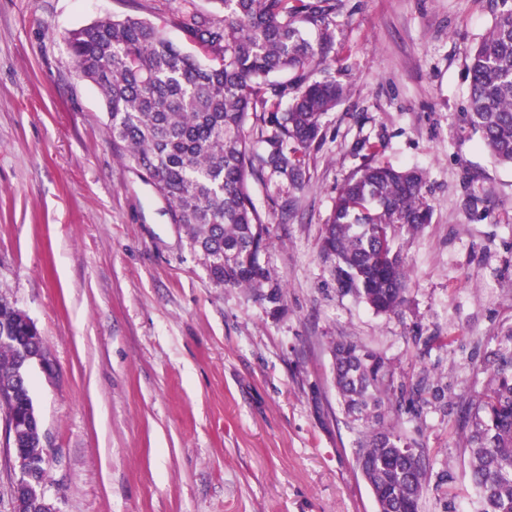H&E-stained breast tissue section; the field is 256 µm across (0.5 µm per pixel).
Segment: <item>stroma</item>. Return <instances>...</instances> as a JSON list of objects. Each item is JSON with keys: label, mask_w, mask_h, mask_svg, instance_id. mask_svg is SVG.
Instances as JSON below:
<instances>
[{"label": "stroma", "mask_w": 512, "mask_h": 512, "mask_svg": "<svg viewBox=\"0 0 512 512\" xmlns=\"http://www.w3.org/2000/svg\"><path fill=\"white\" fill-rule=\"evenodd\" d=\"M178 0H0V295L35 323L53 364L32 367L46 494L57 512H376L357 470L332 347L385 357L396 382L447 389L399 422L425 450L423 512H470L456 424L477 339L512 324V167L469 128L466 51L512 0H336L329 53L344 100L323 119L301 189L262 260L278 312L211 284L166 204L114 149L98 89L64 42L103 16L182 34ZM427 177L431 224L406 246L407 304L375 313L341 294L319 249L360 146ZM445 344L424 346L425 337Z\"/></svg>", "instance_id": "35a3bbf8"}]
</instances>
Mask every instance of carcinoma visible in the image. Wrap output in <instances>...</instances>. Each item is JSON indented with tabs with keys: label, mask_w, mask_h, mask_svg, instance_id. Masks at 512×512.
<instances>
[{
	"label": "carcinoma",
	"mask_w": 512,
	"mask_h": 512,
	"mask_svg": "<svg viewBox=\"0 0 512 512\" xmlns=\"http://www.w3.org/2000/svg\"><path fill=\"white\" fill-rule=\"evenodd\" d=\"M200 10L180 0L173 24L185 46L165 29L127 16L105 17L70 31L65 41L78 75L103 96L112 145L123 149L137 175L166 202L171 223L217 288H249L277 311L284 294L260 255L271 243V222L250 194L263 173L292 189L302 185L306 158L322 138V117L345 97L336 77L312 80L306 70L327 67L325 46L336 26V0H212ZM322 31L314 46L306 30ZM292 72L286 82L272 80ZM466 121L500 165L512 167V10L468 53ZM259 129L263 151L254 148ZM424 175L376 159V152L344 183L320 236L337 288L378 314L406 302L405 243L432 220ZM25 313L0 296V394H30L22 374L31 354L44 350ZM334 383L346 417L366 431L355 462L377 512H422L427 468L417 441L400 432L391 414L406 401L423 413L428 378L395 383L386 359L362 342L333 349ZM487 379L469 395L457 420L469 454L475 512H512V326L485 346Z\"/></svg>",
	"instance_id": "carcinoma-1"
}]
</instances>
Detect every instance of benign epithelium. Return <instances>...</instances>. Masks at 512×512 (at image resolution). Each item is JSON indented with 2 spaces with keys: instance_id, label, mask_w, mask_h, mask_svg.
<instances>
[{
  "instance_id": "benign-epithelium-1",
  "label": "benign epithelium",
  "mask_w": 512,
  "mask_h": 512,
  "mask_svg": "<svg viewBox=\"0 0 512 512\" xmlns=\"http://www.w3.org/2000/svg\"><path fill=\"white\" fill-rule=\"evenodd\" d=\"M5 420L15 473V478L10 486L12 512H21L27 506L38 510V512H57L46 496L45 486L38 484L35 479L37 464L17 445L19 438L25 435L42 433L38 414L29 408L25 416L16 417L9 414L5 416Z\"/></svg>"
}]
</instances>
